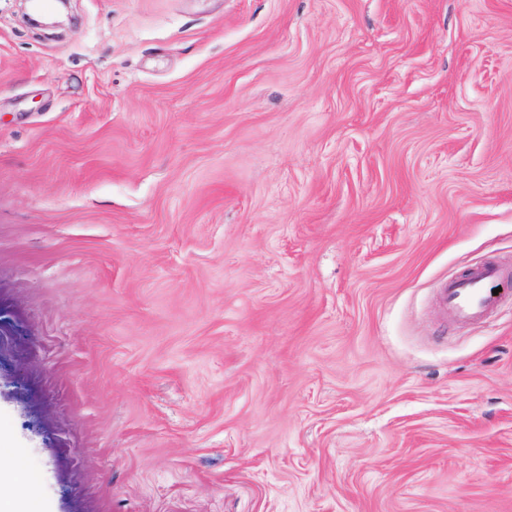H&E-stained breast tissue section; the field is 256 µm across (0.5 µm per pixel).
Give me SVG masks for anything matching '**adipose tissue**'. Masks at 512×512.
Instances as JSON below:
<instances>
[{
    "instance_id": "1",
    "label": "adipose tissue",
    "mask_w": 512,
    "mask_h": 512,
    "mask_svg": "<svg viewBox=\"0 0 512 512\" xmlns=\"http://www.w3.org/2000/svg\"><path fill=\"white\" fill-rule=\"evenodd\" d=\"M35 482L25 455L13 447L7 433L0 431V512H43L33 490Z\"/></svg>"
}]
</instances>
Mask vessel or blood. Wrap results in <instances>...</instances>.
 <instances>
[{"label":"vessel or blood","instance_id":"vessel-or-blood-1","mask_svg":"<svg viewBox=\"0 0 512 512\" xmlns=\"http://www.w3.org/2000/svg\"><path fill=\"white\" fill-rule=\"evenodd\" d=\"M512 292V274L495 265H480L465 277L443 284L438 298L445 314L454 321H482L498 304V291Z\"/></svg>","mask_w":512,"mask_h":512}]
</instances>
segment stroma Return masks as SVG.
<instances>
[{
	"instance_id": "35a3bbf8",
	"label": "stroma",
	"mask_w": 512,
	"mask_h": 512,
	"mask_svg": "<svg viewBox=\"0 0 512 512\" xmlns=\"http://www.w3.org/2000/svg\"><path fill=\"white\" fill-rule=\"evenodd\" d=\"M0 0V429L45 512H512V0ZM468 272L464 274L467 275ZM502 288L498 295L493 289ZM512 292V279L495 265L476 266L466 277L443 284L438 298L445 314L454 321L474 324L482 321L498 304L500 296Z\"/></svg>"
}]
</instances>
